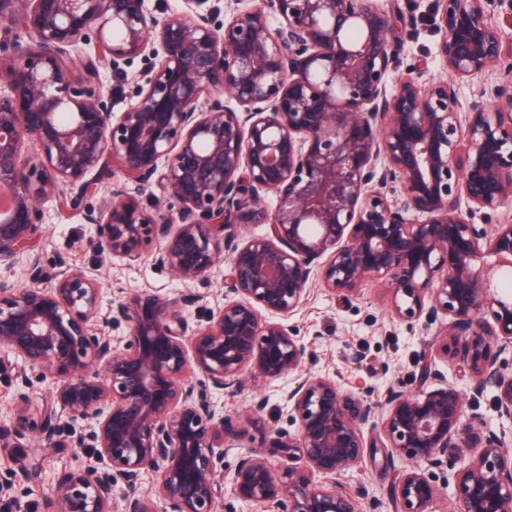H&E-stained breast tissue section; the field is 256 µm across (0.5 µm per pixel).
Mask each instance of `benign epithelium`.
Segmentation results:
<instances>
[{
	"label": "benign epithelium",
	"instance_id": "obj_1",
	"mask_svg": "<svg viewBox=\"0 0 512 512\" xmlns=\"http://www.w3.org/2000/svg\"><path fill=\"white\" fill-rule=\"evenodd\" d=\"M264 3L216 27L211 0H182L161 20L145 0H0L14 28L0 40V186L13 195L0 266L43 233V202L80 210L105 179L110 197L87 214L99 253L131 264L156 241L155 262L185 283L222 257L229 266L224 306L199 323L185 313L193 295H133L103 315L97 279L68 267L43 287L31 257L28 285L0 281V349L51 398L32 408L33 382L17 372L0 441L90 449L57 478L52 512H112L117 492L123 512H233L218 479L232 420L213 394L288 376V427L267 448L302 465L278 475L266 451H248L233 497L261 512H378L365 488L336 484L371 448L393 467H430L398 469L399 512H431L440 481L457 487L458 512H512V437L464 420L463 394L439 368L457 362L475 400L497 388L496 411L512 420V370L491 354L512 348L501 284L512 270V220L501 217L512 208V0H435L445 75L427 86L418 60L392 80L399 30L417 17L375 0ZM78 43L94 52L77 65ZM139 56L149 67L116 113L101 74L123 76ZM494 68L499 81L458 111V82ZM154 181L178 211L141 205ZM244 224L267 230L240 242ZM370 282L399 320L445 321L419 373L435 388H391L373 403L302 370L307 347L287 320L311 287L351 303ZM122 324L115 345L108 330ZM264 408L253 401L241 420L259 426Z\"/></svg>",
	"mask_w": 512,
	"mask_h": 512
}]
</instances>
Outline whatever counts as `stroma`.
Here are the masks:
<instances>
[{"label":"stroma","instance_id":"obj_1","mask_svg":"<svg viewBox=\"0 0 512 512\" xmlns=\"http://www.w3.org/2000/svg\"><path fill=\"white\" fill-rule=\"evenodd\" d=\"M383 9H399L418 17L417 27L402 34L404 55L425 62L424 81L443 75L437 46L441 34L429 21L433 0H377ZM45 232L23 252L11 268H0V280L18 286L27 284L31 256H39L49 275H58L63 266H79L97 278L103 286L102 309L118 299L149 292L169 298L185 294L199 301L187 308L192 318H204L224 304L226 262H218L210 277L186 284L168 270L155 265L152 253H145L135 265L117 258L99 256L94 247L95 231L85 218L86 211L61 209L55 201H46ZM300 331L309 356L305 367L311 373L336 380L341 389H370L373 401H380L391 387L412 392L416 386L410 373L427 346L441 330L440 324L418 321L409 326L393 318L380 284L366 286L361 297L347 305L320 286H313L303 306L289 319ZM287 379L251 380L235 394H215L217 404L235 419L232 432L244 448L265 445L266 431L286 426L288 408L283 393ZM264 397L267 405L262 428L237 421L238 413L249 407L254 396ZM85 449L0 448V472L25 469L28 477L19 481L10 502L0 504V512H47V497L57 476L84 460ZM394 473L381 459L365 457L359 467L347 470L337 481L346 486H365L370 497L381 500V512H393L389 489Z\"/></svg>","mask_w":512,"mask_h":512}]
</instances>
